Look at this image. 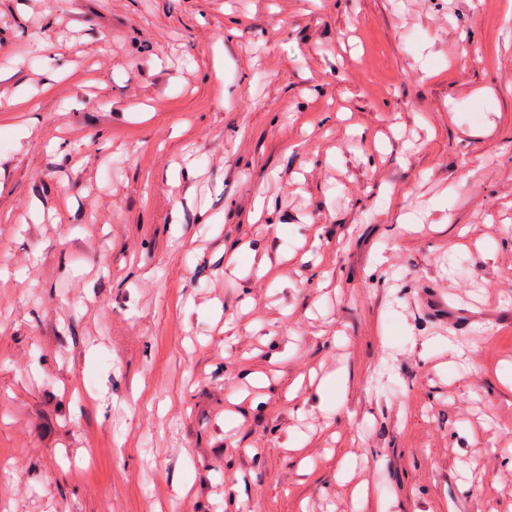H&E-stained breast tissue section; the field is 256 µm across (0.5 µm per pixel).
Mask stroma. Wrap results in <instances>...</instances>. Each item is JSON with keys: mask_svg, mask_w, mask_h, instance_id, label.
<instances>
[{"mask_svg": "<svg viewBox=\"0 0 512 512\" xmlns=\"http://www.w3.org/2000/svg\"><path fill=\"white\" fill-rule=\"evenodd\" d=\"M378 504L512 512V0H0V512Z\"/></svg>", "mask_w": 512, "mask_h": 512, "instance_id": "35a3bbf8", "label": "stroma"}]
</instances>
